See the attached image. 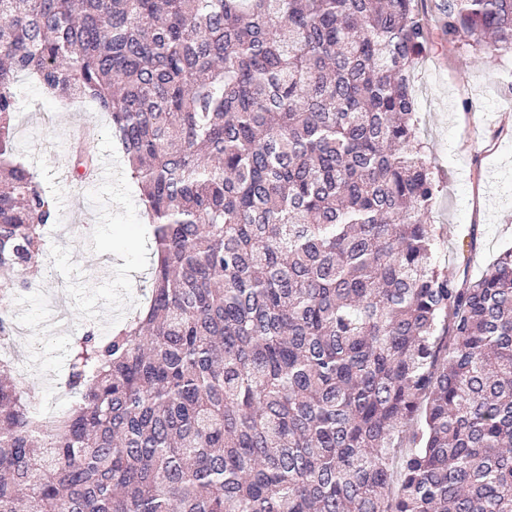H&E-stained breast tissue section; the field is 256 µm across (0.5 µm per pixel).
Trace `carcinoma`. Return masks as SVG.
<instances>
[{"instance_id": "cac0c4a2", "label": "carcinoma", "mask_w": 512, "mask_h": 512, "mask_svg": "<svg viewBox=\"0 0 512 512\" xmlns=\"http://www.w3.org/2000/svg\"><path fill=\"white\" fill-rule=\"evenodd\" d=\"M442 13L512 53V0ZM429 38L414 0H0V294L57 221L14 160L20 73L111 117L155 243L146 307L69 344L52 431L0 374V512H512V248L435 261Z\"/></svg>"}]
</instances>
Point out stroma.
Instances as JSON below:
<instances>
[{
	"label": "stroma",
	"instance_id": "stroma-1",
	"mask_svg": "<svg viewBox=\"0 0 512 512\" xmlns=\"http://www.w3.org/2000/svg\"><path fill=\"white\" fill-rule=\"evenodd\" d=\"M413 86L421 140L439 185L428 214L442 235L436 260L451 272L479 276L512 246V54L469 61L437 30ZM13 92L14 153L57 201L58 221L45 245L56 272L38 290L0 297V311L16 326L5 355L22 383H39L40 408L49 416L68 405L60 381L72 337L88 325L108 332L143 305L154 244L129 177L87 182L71 175L77 127L94 124L100 148L114 152L109 116L87 103L60 101L23 74ZM471 231L477 245L465 263L459 242ZM95 256L107 262L110 278L100 276Z\"/></svg>",
	"mask_w": 512,
	"mask_h": 512
}]
</instances>
